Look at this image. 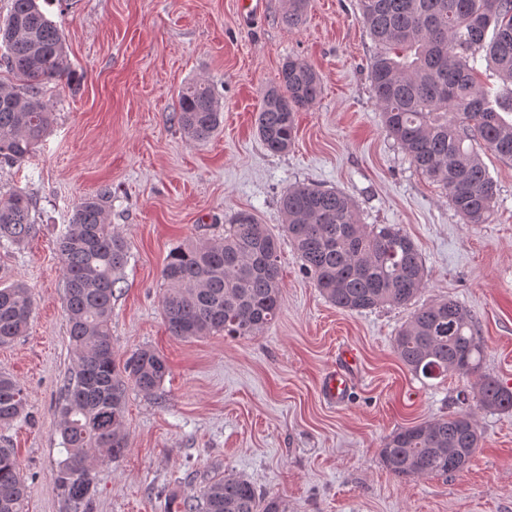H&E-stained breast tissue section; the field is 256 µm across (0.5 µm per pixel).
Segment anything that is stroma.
Returning a JSON list of instances; mask_svg holds the SVG:
<instances>
[{"label":"stroma","instance_id":"35a3bbf8","mask_svg":"<svg viewBox=\"0 0 512 512\" xmlns=\"http://www.w3.org/2000/svg\"><path fill=\"white\" fill-rule=\"evenodd\" d=\"M287 0H263L250 24L241 0H50L72 82L49 84L55 120L22 165L0 166V191L36 202L35 237L0 243V284L24 282L35 299L25 336L0 346V371L26 389L27 419L0 427L25 477L24 512H63L53 473L66 453L56 408L76 352L66 332L57 239L80 197L112 187L109 220L127 241L128 264L112 299L117 360L149 347L169 373L156 393L129 390L120 459L96 466L94 512H163L175 493L196 496L228 475L280 496L286 512H512V413L477 412L483 441L454 479L401 481L382 465L384 437L458 412L464 378L419 379L393 345L409 308L336 309L282 243L281 311L262 336H170L161 270L187 241L223 234L246 210L274 233L288 187L314 184L351 195L363 223L400 225L427 271L421 302L453 297L484 336V370L512 388V160L482 159L499 189L495 220L462 223L383 127L367 79L377 51L357 0H308L299 25ZM291 57L319 72L318 101L297 116L288 152L262 145L263 93ZM203 78L224 123L207 143L188 140L179 93ZM356 351L348 401H327L323 379L339 348Z\"/></svg>","mask_w":512,"mask_h":512}]
</instances>
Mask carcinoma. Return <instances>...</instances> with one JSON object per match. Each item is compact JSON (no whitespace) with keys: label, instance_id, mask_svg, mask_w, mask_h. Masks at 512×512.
<instances>
[{"label":"carcinoma","instance_id":"carcinoma-1","mask_svg":"<svg viewBox=\"0 0 512 512\" xmlns=\"http://www.w3.org/2000/svg\"><path fill=\"white\" fill-rule=\"evenodd\" d=\"M364 25L378 46L367 78L385 132L413 166L437 183L465 224H489L497 185L481 152L512 159V95L492 94L479 79L481 61L494 64L501 86L512 89V0H359ZM306 0H288L283 21L297 26ZM494 31L486 40L488 30ZM0 43L15 83L0 84V163L20 165L53 123L44 87L71 78L65 35L39 0H11L0 22ZM321 94L311 63L290 58L279 84L268 89L257 115L258 137L271 153L295 143L296 114ZM214 88L199 79L183 88L176 119L192 141L209 140L221 125ZM284 232L302 269L338 310L363 313L411 305L426 288L427 272L414 240L397 224H365L356 202L341 190L300 184L280 201ZM112 187L78 202L70 230L57 240L65 279L68 336L78 354L63 386L58 433L66 451L54 472L65 512H93V471L128 449L126 398L130 388L152 394L169 373L166 360L141 348L125 361L114 356L112 297L128 260L124 237L107 223ZM35 202L22 191L0 196V242L25 244L36 231ZM280 239L254 214L241 211L224 236L187 242L162 269V316L169 333L195 339L222 333L262 335L280 311ZM34 297L23 283L0 286V344L26 333ZM399 362L414 376L476 378L459 392L463 405L512 412V389L483 373L484 339L469 309L448 297L415 309L394 340ZM25 388L0 372V426L22 417ZM471 411L393 431L379 456L399 480L452 477L480 447ZM26 485L14 449L0 447V512H24ZM169 512H284L280 497L248 479L228 475L193 498L173 496Z\"/></svg>","mask_w":512,"mask_h":512}]
</instances>
